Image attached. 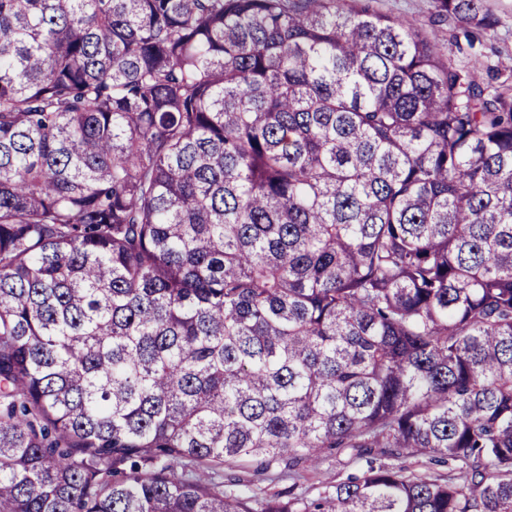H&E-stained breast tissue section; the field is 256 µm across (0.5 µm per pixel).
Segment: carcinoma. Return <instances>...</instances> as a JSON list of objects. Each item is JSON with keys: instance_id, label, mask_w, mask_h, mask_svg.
<instances>
[{"instance_id": "obj_1", "label": "carcinoma", "mask_w": 512, "mask_h": 512, "mask_svg": "<svg viewBox=\"0 0 512 512\" xmlns=\"http://www.w3.org/2000/svg\"><path fill=\"white\" fill-rule=\"evenodd\" d=\"M340 448L459 473L214 478ZM0 512H512V89L338 0H0ZM256 466V461L242 462L238 474L245 479V482L234 487L224 486V489H233L235 492L247 496L257 494L267 498L278 496L282 499H288V490L294 483V480L288 477V469H285L281 475H275L271 480L254 483L246 482L252 477Z\"/></svg>"}]
</instances>
